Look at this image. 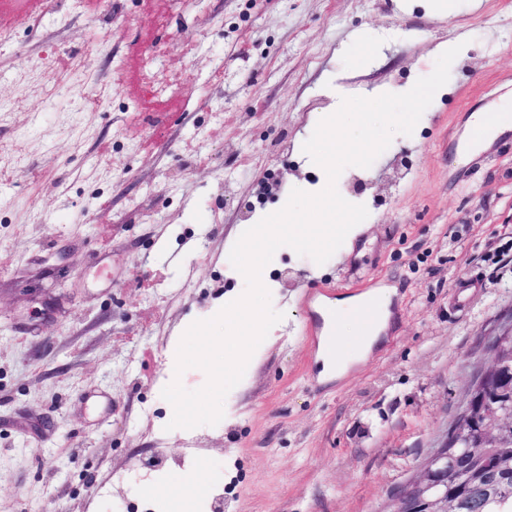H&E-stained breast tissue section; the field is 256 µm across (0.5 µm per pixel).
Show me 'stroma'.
Returning a JSON list of instances; mask_svg holds the SVG:
<instances>
[{"label":"stroma","mask_w":512,"mask_h":512,"mask_svg":"<svg viewBox=\"0 0 512 512\" xmlns=\"http://www.w3.org/2000/svg\"><path fill=\"white\" fill-rule=\"evenodd\" d=\"M0 8V512H382L454 422L484 336L512 310V0H9ZM358 41H351V34ZM463 38L411 135L336 188L369 215L324 264L276 250L275 335L216 425L169 429L170 345L246 281L229 261L256 189L323 172L303 152L338 98L409 91ZM152 59L182 88L142 108ZM209 161L201 165L197 154ZM408 165H400V157ZM366 180L362 194L351 185ZM151 274L152 286L139 280ZM481 287L464 310L461 280ZM393 289L386 328L320 379L307 294ZM170 461L138 486L152 453ZM199 486L189 505L168 488Z\"/></svg>","instance_id":"stroma-1"}]
</instances>
